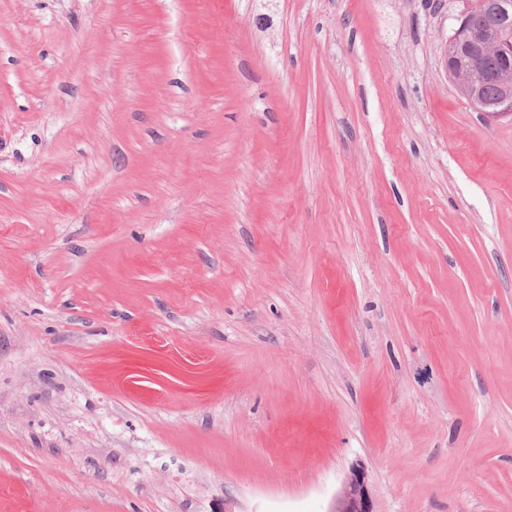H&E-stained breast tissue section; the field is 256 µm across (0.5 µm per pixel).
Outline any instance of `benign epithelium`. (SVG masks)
<instances>
[{
  "label": "benign epithelium",
  "mask_w": 512,
  "mask_h": 512,
  "mask_svg": "<svg viewBox=\"0 0 512 512\" xmlns=\"http://www.w3.org/2000/svg\"><path fill=\"white\" fill-rule=\"evenodd\" d=\"M448 77L488 118H512V0H476L448 38ZM492 84L498 94H486ZM330 512H374L362 466L352 467Z\"/></svg>",
  "instance_id": "benign-epithelium-1"
}]
</instances>
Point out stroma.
<instances>
[{
  "instance_id": "stroma-1",
  "label": "stroma",
  "mask_w": 512,
  "mask_h": 512,
  "mask_svg": "<svg viewBox=\"0 0 512 512\" xmlns=\"http://www.w3.org/2000/svg\"><path fill=\"white\" fill-rule=\"evenodd\" d=\"M466 7L0 0V512H512ZM329 512H374L365 470L361 465L352 467Z\"/></svg>"
}]
</instances>
